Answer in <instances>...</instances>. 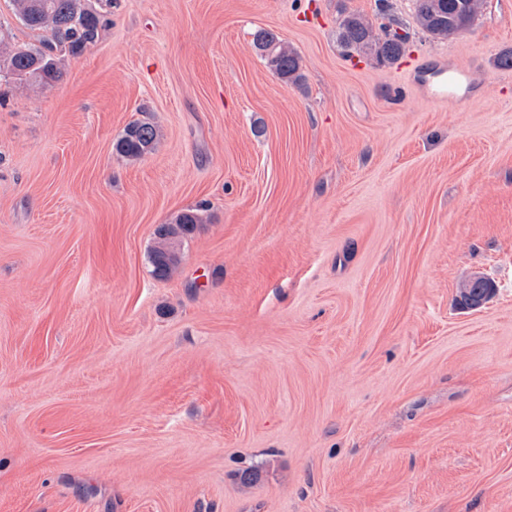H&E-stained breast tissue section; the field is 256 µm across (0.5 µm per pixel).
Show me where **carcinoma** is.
<instances>
[{
	"mask_svg": "<svg viewBox=\"0 0 512 512\" xmlns=\"http://www.w3.org/2000/svg\"><path fill=\"white\" fill-rule=\"evenodd\" d=\"M15 18L30 29L46 32L39 46L11 50L3 28L0 27V70L9 73L15 82L52 84L62 77L59 61L54 54L56 47L69 53H82L96 42L102 26L101 15L91 10L85 0H12ZM457 0H413L414 15L421 29L435 38L446 39L459 30L469 29L482 6V0H467V8L452 14L448 8ZM378 14L386 19L382 24L383 35L375 33L373 24L362 14L345 12L339 21L338 39L350 53L371 54L380 64H393L406 51L409 31L404 23L390 14L389 0H376ZM254 44L264 51L267 64L281 80L292 84L301 81L297 55L279 43L269 31L255 34ZM156 129L142 122L126 126L121 136L113 143V151L126 159L138 160L152 152L155 146ZM203 223L201 207L189 208L178 214L171 224H160L154 231L157 245L150 253L152 273L158 279L170 275L177 266L179 257L175 241L190 235L197 225ZM482 293V285L470 280L460 288V304L473 307Z\"/></svg>",
	"mask_w": 512,
	"mask_h": 512,
	"instance_id": "1",
	"label": "carcinoma"
}]
</instances>
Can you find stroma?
Returning a JSON list of instances; mask_svg holds the SVG:
<instances>
[{"label":"stroma","instance_id":"35a3bbf8","mask_svg":"<svg viewBox=\"0 0 512 512\" xmlns=\"http://www.w3.org/2000/svg\"><path fill=\"white\" fill-rule=\"evenodd\" d=\"M391 3V65L337 40L375 0H112L0 85V512H512V0L448 39ZM254 44L264 51L265 60L274 74L282 81L298 84L302 76L297 55L279 43L277 37L269 31H259L255 34ZM156 137V129L149 123L133 122L126 126L112 149L121 157L138 160L152 152ZM201 210V206L189 208L178 214L173 223L156 227L154 236L157 245L150 253L152 273L156 278H167L177 266L179 257L175 249V241L179 237L192 234L197 224L203 223Z\"/></svg>","mask_w":512,"mask_h":512}]
</instances>
